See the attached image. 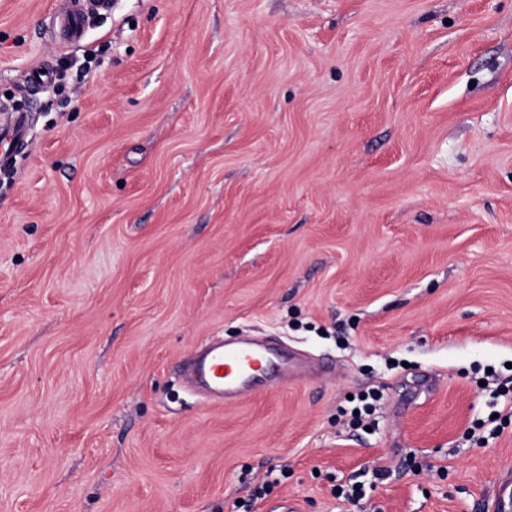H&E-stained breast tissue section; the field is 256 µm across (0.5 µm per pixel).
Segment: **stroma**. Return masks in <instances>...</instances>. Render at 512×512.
Listing matches in <instances>:
<instances>
[{"label":"stroma","mask_w":512,"mask_h":512,"mask_svg":"<svg viewBox=\"0 0 512 512\" xmlns=\"http://www.w3.org/2000/svg\"><path fill=\"white\" fill-rule=\"evenodd\" d=\"M65 6L0 0L31 125L0 171V512H231L281 469L298 512H484L512 474L480 382L512 363V0H112L75 45ZM212 336L308 373L207 400L175 368ZM378 401V394L376 392H365L358 395L357 403L351 408L341 407V416L349 415L351 419L350 424L359 425L363 419L370 416L375 409V403ZM355 410H358V414H355Z\"/></svg>","instance_id":"1"}]
</instances>
